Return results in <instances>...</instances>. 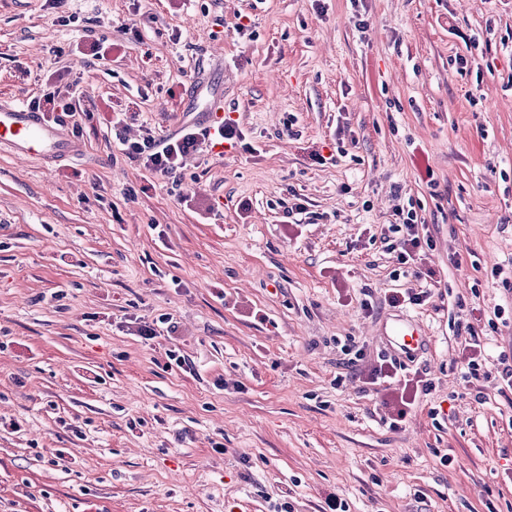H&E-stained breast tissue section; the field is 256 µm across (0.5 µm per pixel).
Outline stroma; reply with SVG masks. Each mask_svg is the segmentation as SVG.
Returning <instances> with one entry per match:
<instances>
[{
    "mask_svg": "<svg viewBox=\"0 0 512 512\" xmlns=\"http://www.w3.org/2000/svg\"><path fill=\"white\" fill-rule=\"evenodd\" d=\"M70 83L82 157L0 154V512H512V391L457 337L512 349V0H0V98ZM217 88L223 153L128 158ZM388 358L432 384L395 427ZM396 218L394 224H389V230L398 234L391 240L388 249L397 253V259L401 264H408L417 260L415 257L422 249V241L417 231L418 223L422 224L421 217L417 212L409 208L405 210L402 206L395 209ZM386 336L397 350L410 354L420 351L428 344L427 333L422 323L407 316L391 318L386 325ZM473 327L468 324L466 330L469 333V338H465L464 342H461L462 355L466 364L463 366V376L467 383H472L473 380L479 382L481 378L488 379L491 376V370H489L487 364L482 362L481 357V345L479 341L473 335Z\"/></svg>",
    "mask_w": 512,
    "mask_h": 512,
    "instance_id": "35a3bbf8",
    "label": "stroma"
}]
</instances>
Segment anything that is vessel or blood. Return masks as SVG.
Masks as SVG:
<instances>
[{
  "mask_svg": "<svg viewBox=\"0 0 512 512\" xmlns=\"http://www.w3.org/2000/svg\"><path fill=\"white\" fill-rule=\"evenodd\" d=\"M0 148L44 163L56 162L80 151L65 128L47 122L41 113L12 101H0ZM386 334L396 349L405 354L422 350L428 344L422 323L407 316L391 318Z\"/></svg>",
  "mask_w": 512,
  "mask_h": 512,
  "instance_id": "obj_1",
  "label": "vessel or blood"
}]
</instances>
